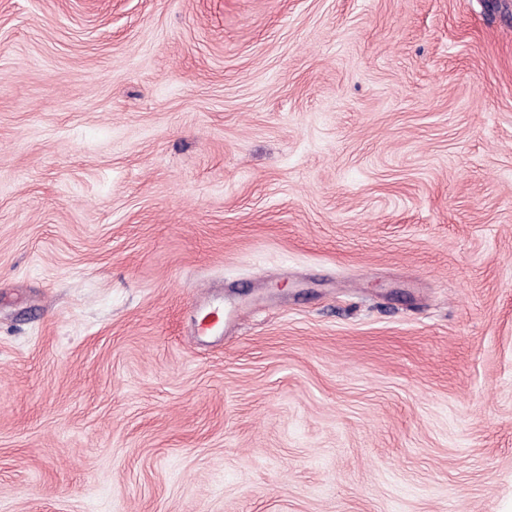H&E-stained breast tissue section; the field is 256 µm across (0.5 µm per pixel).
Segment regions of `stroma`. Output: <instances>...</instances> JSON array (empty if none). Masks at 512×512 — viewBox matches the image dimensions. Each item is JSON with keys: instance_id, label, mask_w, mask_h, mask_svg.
I'll use <instances>...</instances> for the list:
<instances>
[{"instance_id": "1", "label": "stroma", "mask_w": 512, "mask_h": 512, "mask_svg": "<svg viewBox=\"0 0 512 512\" xmlns=\"http://www.w3.org/2000/svg\"><path fill=\"white\" fill-rule=\"evenodd\" d=\"M0 512H512V0H0Z\"/></svg>"}]
</instances>
